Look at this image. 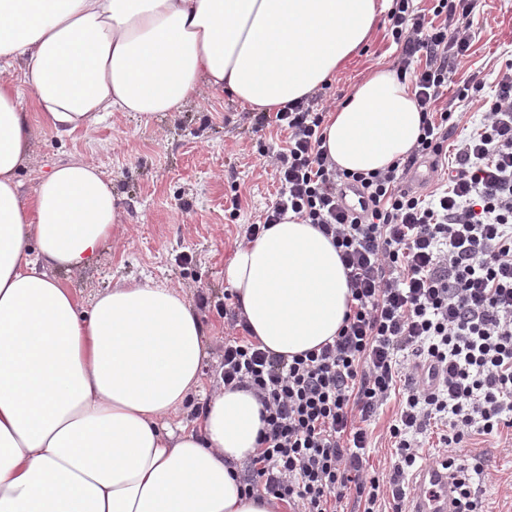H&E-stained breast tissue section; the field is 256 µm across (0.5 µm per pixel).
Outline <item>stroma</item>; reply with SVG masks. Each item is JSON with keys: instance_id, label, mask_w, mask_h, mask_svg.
Here are the masks:
<instances>
[{"instance_id": "35a3bbf8", "label": "stroma", "mask_w": 512, "mask_h": 512, "mask_svg": "<svg viewBox=\"0 0 512 512\" xmlns=\"http://www.w3.org/2000/svg\"><path fill=\"white\" fill-rule=\"evenodd\" d=\"M470 55L455 75L474 81L485 97L497 89L498 73L512 61V0H479ZM388 19H380L372 40L328 82L318 100L321 111L340 105L369 70L393 67L397 48ZM252 118L231 95L202 88L182 111L144 117L117 112L89 130L58 137L36 127L32 154L20 170L23 196L58 164L94 162L121 199L123 219L99 262L66 277L80 303L124 278H150L181 288L208 331L209 359L204 381L219 368L224 338L231 329L225 310L230 287L224 268L241 243V225L258 222L275 201L280 184L258 152L260 139L284 144L287 131H252ZM239 195L237 219L227 218L232 195ZM398 410L390 400L368 425V470L388 477L395 461L387 427ZM512 428L497 436H472L466 447L450 449L462 463L483 460L488 479L476 490L483 512H512Z\"/></svg>"}]
</instances>
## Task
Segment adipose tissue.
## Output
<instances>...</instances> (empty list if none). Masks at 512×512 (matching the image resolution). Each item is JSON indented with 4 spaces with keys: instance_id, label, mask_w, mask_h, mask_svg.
<instances>
[{
    "instance_id": "1",
    "label": "adipose tissue",
    "mask_w": 512,
    "mask_h": 512,
    "mask_svg": "<svg viewBox=\"0 0 512 512\" xmlns=\"http://www.w3.org/2000/svg\"><path fill=\"white\" fill-rule=\"evenodd\" d=\"M390 6L0 0V512H279L243 492L261 406L242 389L205 394L206 330L188 297L121 280L84 307L62 280L122 220L98 166L57 165L25 199L16 173L38 125L66 137L112 112H176L204 85L281 109L342 70ZM420 127L411 84L378 68L328 113L324 147L340 169L383 170ZM224 278L275 354L333 341L351 303L331 238L292 213L238 244ZM197 395L199 414L180 423Z\"/></svg>"
}]
</instances>
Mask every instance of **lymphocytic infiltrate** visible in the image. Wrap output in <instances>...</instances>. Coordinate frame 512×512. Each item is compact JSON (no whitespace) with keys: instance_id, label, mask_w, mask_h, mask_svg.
<instances>
[{"instance_id":"obj_1","label":"lymphocytic infiltrate","mask_w":512,"mask_h":512,"mask_svg":"<svg viewBox=\"0 0 512 512\" xmlns=\"http://www.w3.org/2000/svg\"><path fill=\"white\" fill-rule=\"evenodd\" d=\"M414 2L392 0L388 12L395 71L410 80L421 112L405 158L368 173L338 169L322 147L325 115L307 98L255 117V129L275 123L288 141L260 151L281 187L258 223L244 225L245 240L295 213L331 237L352 296L334 341L305 353L275 355L236 333L224 339L218 380L249 389L263 407L243 491L299 512H335L352 491L364 512L384 501L402 512L400 484L422 459L430 424L445 425L444 450L512 419V63L494 99L479 84L454 85L476 0H435L428 14ZM448 95L484 108L485 118L460 142L445 187L426 199L405 183L419 158L438 162L448 152L461 121L444 105ZM349 186L362 194L356 216L342 206ZM395 393L402 401L389 435L398 461L384 484L365 473L364 424ZM432 462L457 472L458 512H476L482 463L443 452Z\"/></svg>"}]
</instances>
